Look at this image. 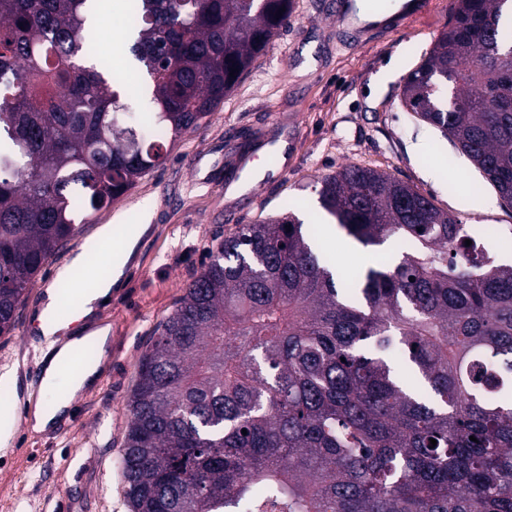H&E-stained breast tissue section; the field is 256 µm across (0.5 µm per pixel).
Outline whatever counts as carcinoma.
I'll list each match as a JSON object with an SVG mask.
<instances>
[{
	"mask_svg": "<svg viewBox=\"0 0 512 512\" xmlns=\"http://www.w3.org/2000/svg\"><path fill=\"white\" fill-rule=\"evenodd\" d=\"M97 2L0 0L1 336L78 218L164 164L163 134L200 127L293 5L126 0L150 104L129 112ZM449 9L401 100L512 208V0ZM315 192L352 241L406 250L341 273L291 212L225 236L141 359L131 512H512V263L387 172Z\"/></svg>",
	"mask_w": 512,
	"mask_h": 512,
	"instance_id": "1",
	"label": "carcinoma"
}]
</instances>
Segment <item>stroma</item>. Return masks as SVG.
Returning <instances> with one entry per match:
<instances>
[{
	"mask_svg": "<svg viewBox=\"0 0 512 512\" xmlns=\"http://www.w3.org/2000/svg\"><path fill=\"white\" fill-rule=\"evenodd\" d=\"M334 0H296L288 30L273 39L249 74L196 130L165 140L166 162L140 179L110 206L86 217L80 232L33 282L15 330L0 336V396L9 407L20 398L24 367L42 363L35 305L42 285L52 282L99 225L143 224L122 276L107 301L74 321L70 333L108 329L111 358L100 361L95 382L76 397L61 429L19 433L15 447L0 446V512H129L121 467L129 424L128 401L140 361L157 328L173 312L186 285L208 263L212 250L239 225L295 210L303 222L317 215L314 180L355 164L389 173L430 195L463 224H492L487 243L498 261H512V209L479 171L400 98L403 77L418 63L450 20V0H435L432 13L405 32L350 39L338 31ZM124 14L113 8L95 38L112 71L128 76L126 100L141 109L142 81L117 33ZM290 142L286 161L271 163L272 143ZM262 172L249 189L227 200L226 189L241 181L247 161ZM114 233L113 244L123 235ZM318 242L346 269L399 256L389 239L365 247L350 242L332 224Z\"/></svg>",
	"mask_w": 512,
	"mask_h": 512,
	"instance_id": "1",
	"label": "stroma"
}]
</instances>
